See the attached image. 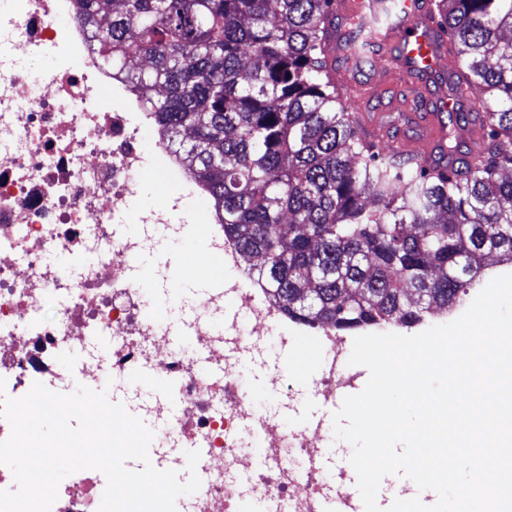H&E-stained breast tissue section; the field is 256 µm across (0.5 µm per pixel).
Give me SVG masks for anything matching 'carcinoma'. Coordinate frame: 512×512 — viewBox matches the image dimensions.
I'll return each instance as SVG.
<instances>
[{"instance_id":"1","label":"carcinoma","mask_w":512,"mask_h":512,"mask_svg":"<svg viewBox=\"0 0 512 512\" xmlns=\"http://www.w3.org/2000/svg\"><path fill=\"white\" fill-rule=\"evenodd\" d=\"M77 2L92 50L155 116L288 318L409 327L466 297L488 255L512 263V0H436L455 81L486 97L481 149L464 148L468 117L450 113L425 161L356 137L328 62L336 0ZM369 2L342 14L364 61L401 6Z\"/></svg>"}]
</instances>
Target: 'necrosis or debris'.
<instances>
[{
    "mask_svg": "<svg viewBox=\"0 0 512 512\" xmlns=\"http://www.w3.org/2000/svg\"><path fill=\"white\" fill-rule=\"evenodd\" d=\"M46 54L39 71L15 68L18 52ZM121 106H113V99ZM152 142L163 169L188 188L184 221L206 223L208 249L230 270L223 287L180 323L163 319L129 269L156 226L179 238L167 202L133 211L132 197ZM243 257L224 232L209 197L190 181L160 139L150 113L89 46L76 0H0V378L19 398L34 383L70 394L93 380L126 373L160 375L176 406L149 397L136 414L159 421L157 448H201L206 483L190 512H240L246 495L276 512H349L343 475L320 467V425L284 428L256 408L234 365L274 333H308L289 322L256 282L238 277ZM251 325L225 321L224 304ZM192 337L182 346L178 327ZM327 358L317 383L324 400L346 384L334 330L321 329ZM78 352L80 362L60 367ZM263 440L264 464L244 451L243 432ZM104 493L94 470L62 480L51 512H98Z\"/></svg>",
    "mask_w": 512,
    "mask_h": 512,
    "instance_id": "obj_1",
    "label": "necrosis or debris"
}]
</instances>
